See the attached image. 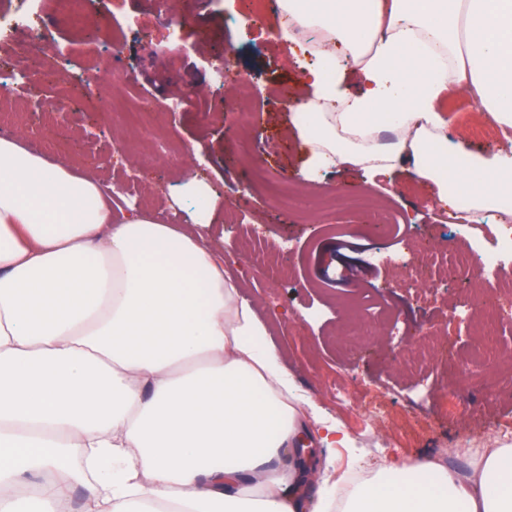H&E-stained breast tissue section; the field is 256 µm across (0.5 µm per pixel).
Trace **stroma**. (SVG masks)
Instances as JSON below:
<instances>
[{
    "mask_svg": "<svg viewBox=\"0 0 512 512\" xmlns=\"http://www.w3.org/2000/svg\"><path fill=\"white\" fill-rule=\"evenodd\" d=\"M228 7L227 0H88L83 24L44 12L69 68L64 74L50 63L48 102L68 109L28 116L15 136L104 184L135 178L141 210L161 223L172 212L180 223L197 222L193 197L200 189L210 194L205 244L234 256L228 274L265 325L296 397L312 400L320 419L347 435L345 444L317 449L322 468L301 490L302 512H316L323 483L371 476L396 459L436 460L470 476L484 449L512 444V362L462 379L452 357L473 353L480 323H451L448 307L465 305L486 282L512 279V259L471 281L438 282L429 301L417 300L392 263L407 261L417 238L432 248L447 244L452 230L439 220L443 205L402 169L388 192L353 167L305 181L310 147L291 122L288 101L307 95L301 79L309 59L278 39L274 9L239 28L225 26ZM173 13L184 20L177 34L168 24ZM128 20L134 26L115 62L127 78L116 82L89 64L113 49L102 31ZM227 49L230 70L223 74L216 56ZM23 66L17 45L0 43V84L20 107L27 100ZM237 71L256 86L243 103L224 89ZM83 80L89 93L78 90ZM479 106L473 90L448 89L441 108L449 134L473 151L502 148L499 126ZM359 192L406 222L377 232L370 215L312 204ZM354 239L365 241L367 255L344 260ZM364 308L385 311L390 322L385 333L356 340L351 316ZM412 325L437 342L432 362L417 370L402 366L404 351L419 342L403 333ZM368 389L383 394L382 418L365 406Z\"/></svg>",
    "mask_w": 512,
    "mask_h": 512,
    "instance_id": "obj_1",
    "label": "stroma"
}]
</instances>
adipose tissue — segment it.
<instances>
[{
  "label": "adipose tissue",
  "instance_id": "obj_1",
  "mask_svg": "<svg viewBox=\"0 0 512 512\" xmlns=\"http://www.w3.org/2000/svg\"><path fill=\"white\" fill-rule=\"evenodd\" d=\"M284 39L331 36L293 108L317 173L408 170L439 201L512 213V147L485 155L448 137L439 106L474 88L512 130V0H278ZM355 91L328 88L346 72ZM397 132L390 146L380 132ZM266 327L193 234L112 214L100 181L0 135V512H22L27 475L58 472L38 512H66L97 474L95 512H298L306 480L276 465L310 430ZM341 512H512V448L460 479L399 461Z\"/></svg>",
  "mask_w": 512,
  "mask_h": 512
}]
</instances>
